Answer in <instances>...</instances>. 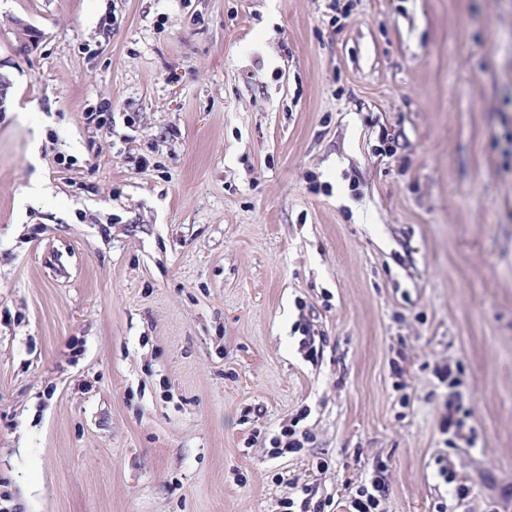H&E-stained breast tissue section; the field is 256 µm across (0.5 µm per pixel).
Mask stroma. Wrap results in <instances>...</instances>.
Returning <instances> with one entry per match:
<instances>
[{"mask_svg":"<svg viewBox=\"0 0 512 512\" xmlns=\"http://www.w3.org/2000/svg\"><path fill=\"white\" fill-rule=\"evenodd\" d=\"M0 74V512H512V0H0ZM445 407L446 414L440 419L439 430L441 434L448 435L445 443L450 446H455V439L459 437V432L463 425V418L460 416L463 407L461 394L456 391H451ZM300 421L297 419L294 424L282 427L278 434L271 437L269 442L272 447V456L279 457L286 453H297L304 448V443L308 441V432L297 429ZM386 469L380 467L367 484L359 487L342 506L345 512H380L382 501L386 496Z\"/></svg>","mask_w":512,"mask_h":512,"instance_id":"35a3bbf8","label":"stroma"}]
</instances>
